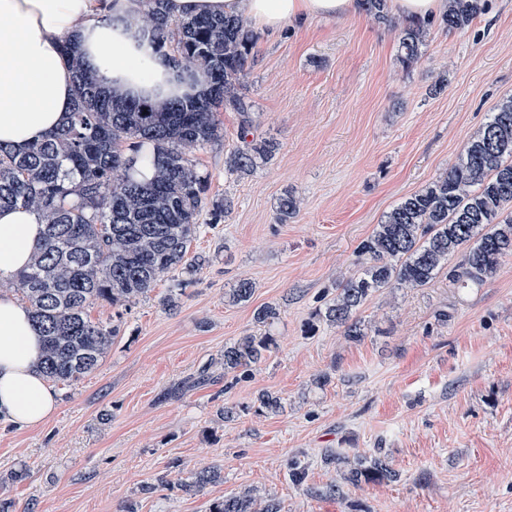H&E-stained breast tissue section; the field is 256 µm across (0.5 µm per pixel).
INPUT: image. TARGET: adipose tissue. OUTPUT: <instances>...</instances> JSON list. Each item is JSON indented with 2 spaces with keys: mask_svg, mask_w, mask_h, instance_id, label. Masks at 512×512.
<instances>
[{
  "mask_svg": "<svg viewBox=\"0 0 512 512\" xmlns=\"http://www.w3.org/2000/svg\"><path fill=\"white\" fill-rule=\"evenodd\" d=\"M94 0H0V143L28 148L64 122L74 104L73 78L61 40L80 53L107 86L123 96L171 99L188 93L137 36L140 0H113L109 24L93 17ZM172 18L239 15L264 30L314 18L345 19L357 0H167ZM35 214L0 210V279L24 269L42 236ZM41 338L24 304L0 294V415L19 426L52 416L54 390L40 371Z\"/></svg>",
  "mask_w": 512,
  "mask_h": 512,
  "instance_id": "ef3b65f1",
  "label": "adipose tissue"
}]
</instances>
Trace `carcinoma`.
Returning <instances> with one entry per match:
<instances>
[{
  "label": "carcinoma",
  "instance_id": "1",
  "mask_svg": "<svg viewBox=\"0 0 512 512\" xmlns=\"http://www.w3.org/2000/svg\"><path fill=\"white\" fill-rule=\"evenodd\" d=\"M141 2L142 34L153 56L181 78L197 77L201 91L170 102L120 97L67 38L63 53L75 102L66 122L26 151L0 145V209H30L44 225L40 244L14 284L43 338L40 370L57 384L85 378L112 348L119 328L93 321L89 308L100 302L128 308L148 296L162 274L185 264L208 183L185 149L221 136L215 106L241 116L246 144L230 154L231 170L247 174L276 151L270 141L248 140L253 113L238 92L254 42L247 20L173 19L165 0ZM360 7L398 32L397 61L406 72L414 69L423 58L429 24L396 18L389 0H360ZM483 9V0H448L440 24L463 32ZM145 143L152 150L142 153ZM144 162L153 174L139 181L133 173ZM296 211L295 197L285 193L277 223H288ZM458 253L461 260L450 264ZM507 255L512 256V97L496 106L448 172L386 213L358 247L359 272L338 285L316 316L360 340L367 327L355 314L374 293L423 288L442 276L455 288H479ZM253 294L248 279L227 292L235 304ZM272 345L266 333L224 346V374L260 363ZM393 477L375 457L350 464L345 480L356 485ZM221 479L220 470L203 468L181 487L199 492ZM209 512H280V504L270 497L259 506L244 490L214 501Z\"/></svg>",
  "mask_w": 512,
  "mask_h": 512
}]
</instances>
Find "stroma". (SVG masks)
Instances as JSON below:
<instances>
[{"instance_id": "35a3bbf8", "label": "stroma", "mask_w": 512, "mask_h": 512, "mask_svg": "<svg viewBox=\"0 0 512 512\" xmlns=\"http://www.w3.org/2000/svg\"><path fill=\"white\" fill-rule=\"evenodd\" d=\"M485 4L464 32L432 25L410 72L395 31L362 12L254 30L240 92L275 155L229 172L240 118L216 107L223 138L188 153L208 179L190 248L205 265L176 310L160 303L175 272L129 309L95 305L92 318L119 327L99 367L56 385L43 425L0 419V478L28 472L0 489L10 512H209L248 488L281 512H512V256L479 288L442 277L375 294L359 341L314 318L356 273V248L385 213L449 169L512 96V0ZM286 192L299 210L279 224ZM226 201L228 214L214 217ZM243 278L252 299L229 303L225 290ZM267 304L279 312L275 344L227 385L224 347L263 333L254 313ZM205 366L214 380L196 384ZM265 391L280 412L261 407ZM330 449L385 459L395 477L345 482L324 462ZM294 457L307 467L298 486ZM203 467L222 480L179 490ZM161 474L168 484L141 495ZM330 483L340 495L320 496Z\"/></svg>"}]
</instances>
